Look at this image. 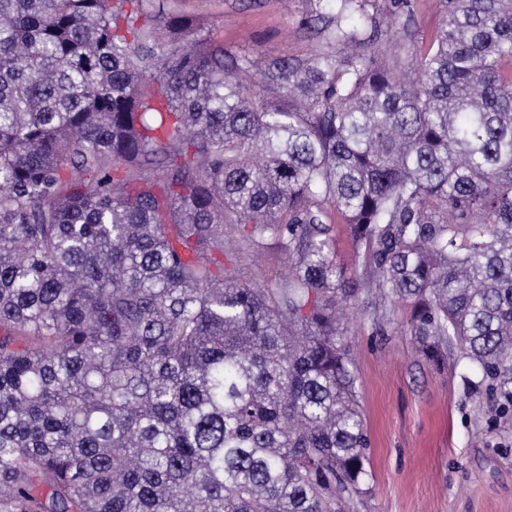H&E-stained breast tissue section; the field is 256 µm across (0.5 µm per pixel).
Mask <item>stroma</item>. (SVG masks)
<instances>
[{"instance_id": "35a3bbf8", "label": "stroma", "mask_w": 512, "mask_h": 512, "mask_svg": "<svg viewBox=\"0 0 512 512\" xmlns=\"http://www.w3.org/2000/svg\"><path fill=\"white\" fill-rule=\"evenodd\" d=\"M187 17L232 55L304 58L322 45L308 0H154ZM280 247L236 276L259 286L285 276ZM397 304L357 302L349 311L352 367L370 439L372 478L351 512H512V425H500L480 376L449 349L426 364Z\"/></svg>"}]
</instances>
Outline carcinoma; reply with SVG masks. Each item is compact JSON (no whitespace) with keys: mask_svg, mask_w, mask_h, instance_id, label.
I'll use <instances>...</instances> for the list:
<instances>
[{"mask_svg":"<svg viewBox=\"0 0 512 512\" xmlns=\"http://www.w3.org/2000/svg\"><path fill=\"white\" fill-rule=\"evenodd\" d=\"M309 3L360 51L259 64L153 0H0V512H345L363 295L512 421V0H438L419 43L410 0ZM269 240L288 275L236 279ZM338 256L340 262L343 263L346 268L348 277L358 279L361 274L365 276L361 258L345 235H343L338 242Z\"/></svg>","mask_w":512,"mask_h":512,"instance_id":"obj_1","label":"carcinoma"}]
</instances>
